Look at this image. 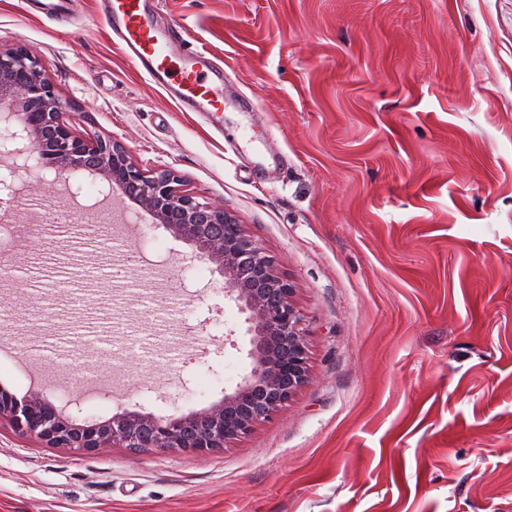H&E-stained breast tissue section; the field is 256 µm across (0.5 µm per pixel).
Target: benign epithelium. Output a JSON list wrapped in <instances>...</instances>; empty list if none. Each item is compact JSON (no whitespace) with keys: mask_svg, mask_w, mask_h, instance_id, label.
Instances as JSON below:
<instances>
[{"mask_svg":"<svg viewBox=\"0 0 512 512\" xmlns=\"http://www.w3.org/2000/svg\"><path fill=\"white\" fill-rule=\"evenodd\" d=\"M4 103L12 112L0 117V155L13 163L0 169V210L10 211L22 171L98 174L174 238L191 245L197 259L215 266L224 278L225 295L248 313L252 368L208 408L167 417L124 410L105 421L79 420L57 408L39 387L19 397L0 385V422L22 437L78 453L116 445L202 453L249 434L280 412L308 382L309 348L295 288L272 257L224 207L186 193L174 171L145 170L121 144L76 135L65 119L67 103L55 94L39 59L20 45L0 44V105Z\"/></svg>","mask_w":512,"mask_h":512,"instance_id":"obj_1","label":"benign epithelium"}]
</instances>
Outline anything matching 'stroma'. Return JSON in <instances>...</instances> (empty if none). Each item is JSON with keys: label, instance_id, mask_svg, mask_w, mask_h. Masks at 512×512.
Returning a JSON list of instances; mask_svg holds the SVG:
<instances>
[{"label": "stroma", "instance_id": "35a3bbf8", "mask_svg": "<svg viewBox=\"0 0 512 512\" xmlns=\"http://www.w3.org/2000/svg\"><path fill=\"white\" fill-rule=\"evenodd\" d=\"M0 0L77 133L171 169L295 287L309 383L220 450L80 455L0 425V512H512V0H157L224 69L184 112L113 44ZM0 384L104 420L208 407L251 370L214 265L101 179L23 175ZM63 210L71 221L48 223ZM158 261L114 280L105 235Z\"/></svg>", "mask_w": 512, "mask_h": 512}]
</instances>
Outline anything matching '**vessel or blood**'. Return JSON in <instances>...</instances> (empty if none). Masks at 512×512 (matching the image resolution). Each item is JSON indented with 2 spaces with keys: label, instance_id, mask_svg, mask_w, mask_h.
I'll use <instances>...</instances> for the list:
<instances>
[{
  "label": "vessel or blood",
  "instance_id": "vessel-or-blood-1",
  "mask_svg": "<svg viewBox=\"0 0 512 512\" xmlns=\"http://www.w3.org/2000/svg\"><path fill=\"white\" fill-rule=\"evenodd\" d=\"M115 45L184 112H217L224 73L211 68L205 49L186 50L183 28L159 29L147 0H99Z\"/></svg>",
  "mask_w": 512,
  "mask_h": 512
}]
</instances>
